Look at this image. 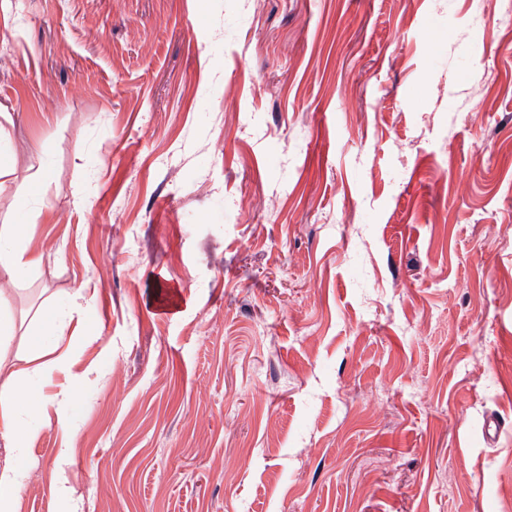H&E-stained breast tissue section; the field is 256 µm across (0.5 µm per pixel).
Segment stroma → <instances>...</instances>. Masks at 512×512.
I'll return each mask as SVG.
<instances>
[{
	"label": "stroma",
	"instance_id": "stroma-1",
	"mask_svg": "<svg viewBox=\"0 0 512 512\" xmlns=\"http://www.w3.org/2000/svg\"><path fill=\"white\" fill-rule=\"evenodd\" d=\"M0 110L14 315L88 289L100 374L18 512H512L496 0H0ZM0 225V268L10 279L25 275L27 270L39 259L27 255L24 240L27 224H20L9 213L1 215Z\"/></svg>",
	"mask_w": 512,
	"mask_h": 512
}]
</instances>
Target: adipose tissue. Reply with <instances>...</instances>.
Instances as JSON below:
<instances>
[{"label": "adipose tissue", "mask_w": 512, "mask_h": 512, "mask_svg": "<svg viewBox=\"0 0 512 512\" xmlns=\"http://www.w3.org/2000/svg\"><path fill=\"white\" fill-rule=\"evenodd\" d=\"M26 235V225L10 214L0 215V271L9 278L24 276L34 263L24 245ZM93 302L84 288L75 289L66 308L40 314L38 331L30 335L19 330L11 315L12 294L0 290V444L6 452L0 462V512H16L18 495L30 480L28 448L36 434L34 419L48 408L66 407L84 383L96 376L92 370L71 375L68 387L53 395L32 382L34 376L47 374L63 359L57 345L50 342L58 333L59 321L83 319ZM16 343L24 346L17 355L11 352Z\"/></svg>", "instance_id": "obj_1"}]
</instances>
